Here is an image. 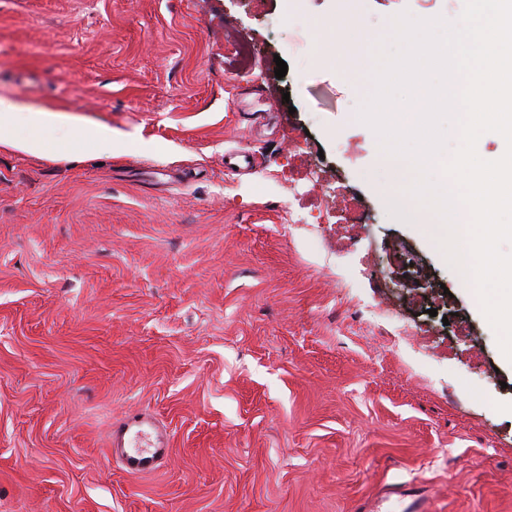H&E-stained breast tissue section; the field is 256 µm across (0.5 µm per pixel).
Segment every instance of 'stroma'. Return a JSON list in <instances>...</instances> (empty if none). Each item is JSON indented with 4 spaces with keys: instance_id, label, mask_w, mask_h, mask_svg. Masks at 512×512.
<instances>
[{
    "instance_id": "stroma-1",
    "label": "stroma",
    "mask_w": 512,
    "mask_h": 512,
    "mask_svg": "<svg viewBox=\"0 0 512 512\" xmlns=\"http://www.w3.org/2000/svg\"><path fill=\"white\" fill-rule=\"evenodd\" d=\"M464 3L360 0L357 24L388 38ZM344 4L0 0V95L157 145L0 148V512H401L389 484L512 512V366L427 230L389 213L401 185L357 118L371 73L317 35ZM310 159L361 232L284 225ZM132 410L172 438L140 478L106 452Z\"/></svg>"
}]
</instances>
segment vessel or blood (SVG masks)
I'll list each match as a JSON object with an SVG mask.
<instances>
[{
    "mask_svg": "<svg viewBox=\"0 0 512 512\" xmlns=\"http://www.w3.org/2000/svg\"><path fill=\"white\" fill-rule=\"evenodd\" d=\"M111 445L123 472L141 477L155 472L167 459L171 436L150 413L140 410L113 422Z\"/></svg>",
    "mask_w": 512,
    "mask_h": 512,
    "instance_id": "obj_1",
    "label": "vessel or blood"
}]
</instances>
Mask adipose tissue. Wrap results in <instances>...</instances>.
Wrapping results in <instances>:
<instances>
[{"mask_svg": "<svg viewBox=\"0 0 512 512\" xmlns=\"http://www.w3.org/2000/svg\"><path fill=\"white\" fill-rule=\"evenodd\" d=\"M129 143L127 134L68 107L30 105L0 97L2 147L72 163L88 151L117 155Z\"/></svg>", "mask_w": 512, "mask_h": 512, "instance_id": "obj_1", "label": "adipose tissue"}]
</instances>
